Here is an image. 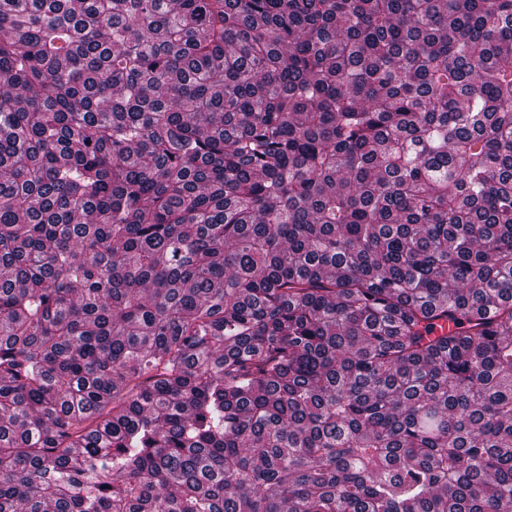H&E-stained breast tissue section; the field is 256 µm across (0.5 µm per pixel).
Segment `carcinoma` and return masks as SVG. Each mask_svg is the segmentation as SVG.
Listing matches in <instances>:
<instances>
[{
  "label": "carcinoma",
  "mask_w": 512,
  "mask_h": 512,
  "mask_svg": "<svg viewBox=\"0 0 512 512\" xmlns=\"http://www.w3.org/2000/svg\"><path fill=\"white\" fill-rule=\"evenodd\" d=\"M0 512H512V0H0Z\"/></svg>",
  "instance_id": "cac0c4a2"
}]
</instances>
